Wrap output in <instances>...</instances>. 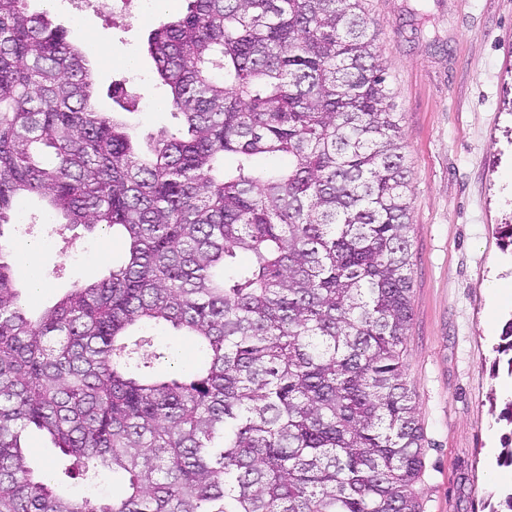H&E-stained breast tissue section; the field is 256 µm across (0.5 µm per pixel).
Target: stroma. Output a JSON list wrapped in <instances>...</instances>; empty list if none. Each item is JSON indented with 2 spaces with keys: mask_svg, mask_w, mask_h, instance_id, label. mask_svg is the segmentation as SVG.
Segmentation results:
<instances>
[{
  "mask_svg": "<svg viewBox=\"0 0 512 512\" xmlns=\"http://www.w3.org/2000/svg\"><path fill=\"white\" fill-rule=\"evenodd\" d=\"M166 0L139 24L117 15L72 18L57 0H30L70 41L108 56L95 68L98 108L118 113L139 144L174 133L181 116L158 108L165 94L146 49L150 31L184 11ZM379 29L392 110L400 118L409 170L413 320L404 363L424 426L426 469L416 489L423 512H484L512 486L499 456L512 432L505 415L512 377L495 368L512 296V0H364ZM5 235L40 247L48 286L32 302L53 304L73 282L103 279L124 250L111 233L65 227L37 197L20 201ZM151 350L174 355L176 369L200 362L169 327L148 333ZM33 466L49 469L74 496L120 494L122 474L95 487L65 476L66 461L33 442Z\"/></svg>",
  "mask_w": 512,
  "mask_h": 512,
  "instance_id": "1",
  "label": "stroma"
}]
</instances>
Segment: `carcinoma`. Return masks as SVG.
I'll return each instance as SVG.
<instances>
[{
  "label": "carcinoma",
  "instance_id": "obj_1",
  "mask_svg": "<svg viewBox=\"0 0 512 512\" xmlns=\"http://www.w3.org/2000/svg\"><path fill=\"white\" fill-rule=\"evenodd\" d=\"M362 2L189 0L148 38L184 125L142 152L96 53L0 0V512H422L407 168ZM26 195L126 245L37 314L3 239ZM149 324L193 375L150 370ZM33 430L124 492L59 495ZM146 336H148L150 340V347L146 346V350L168 353L169 356H174L176 352L179 354L178 361H176L175 358L174 360L171 358L168 362H164V360L161 359V369H172L169 367V363H171L170 365L174 366L176 369L189 372L199 364L200 357L190 348L191 346L188 340L177 336L168 326L152 329L146 333Z\"/></svg>",
  "mask_w": 512,
  "mask_h": 512
}]
</instances>
